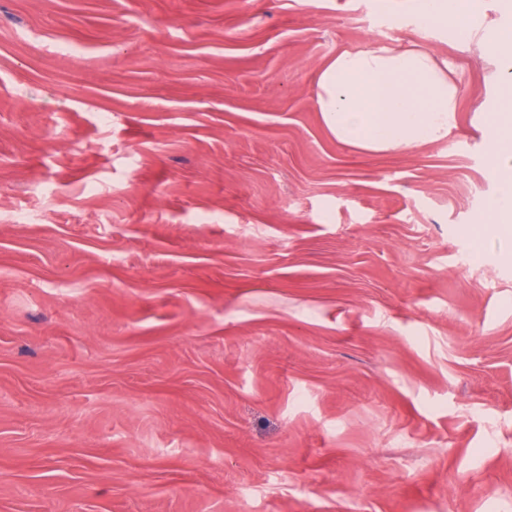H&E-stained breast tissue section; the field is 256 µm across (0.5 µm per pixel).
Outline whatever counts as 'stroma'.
I'll return each instance as SVG.
<instances>
[{
	"instance_id": "stroma-1",
	"label": "stroma",
	"mask_w": 512,
	"mask_h": 512,
	"mask_svg": "<svg viewBox=\"0 0 512 512\" xmlns=\"http://www.w3.org/2000/svg\"><path fill=\"white\" fill-rule=\"evenodd\" d=\"M417 2L0 0V512L512 506L498 64ZM408 41L457 129L337 143L317 68Z\"/></svg>"
}]
</instances>
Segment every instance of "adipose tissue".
<instances>
[{"label": "adipose tissue", "instance_id": "adipose-tissue-1", "mask_svg": "<svg viewBox=\"0 0 512 512\" xmlns=\"http://www.w3.org/2000/svg\"><path fill=\"white\" fill-rule=\"evenodd\" d=\"M476 0H419L422 28L452 27L466 44L476 32L470 17ZM487 43L501 67L502 106L487 117L493 142L488 164L498 191L476 236L512 235V30ZM459 79L447 61L416 44L344 48L323 63L315 77V100L322 121L336 141L365 153L406 152L447 140L457 125Z\"/></svg>", "mask_w": 512, "mask_h": 512}]
</instances>
